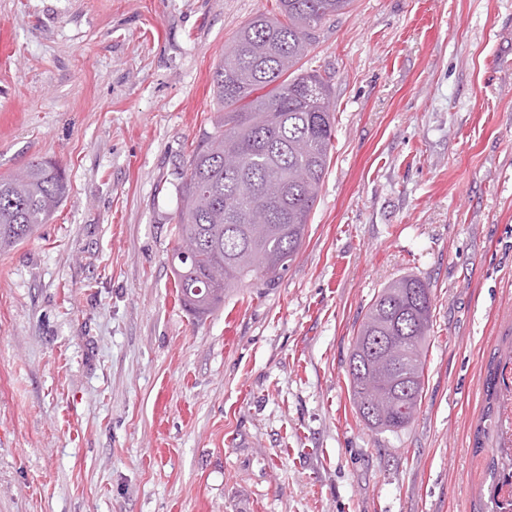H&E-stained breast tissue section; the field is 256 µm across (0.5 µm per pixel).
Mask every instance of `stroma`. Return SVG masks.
I'll return each mask as SVG.
<instances>
[{"label":"stroma","mask_w":512,"mask_h":512,"mask_svg":"<svg viewBox=\"0 0 512 512\" xmlns=\"http://www.w3.org/2000/svg\"><path fill=\"white\" fill-rule=\"evenodd\" d=\"M276 0H0V177L67 194L0 255V512H477L512 346V0H353L308 68L331 162L288 270L210 316L171 268L212 68ZM433 318L420 407L372 429L348 361L380 288Z\"/></svg>","instance_id":"1"}]
</instances>
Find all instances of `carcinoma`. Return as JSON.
<instances>
[{"instance_id": "cac0c4a2", "label": "carcinoma", "mask_w": 512, "mask_h": 512, "mask_svg": "<svg viewBox=\"0 0 512 512\" xmlns=\"http://www.w3.org/2000/svg\"><path fill=\"white\" fill-rule=\"evenodd\" d=\"M352 0H277L241 26L213 68L223 119L204 132L181 185L171 266L180 299L194 316L262 276L272 282L297 256L328 168L335 136L329 77L303 68L327 19ZM239 163L224 166V155ZM61 169L32 161L0 177V253L24 243L63 201ZM433 298L414 276L393 279L370 304L349 362L351 400L373 428L396 432L413 419L424 390L423 351Z\"/></svg>"}]
</instances>
